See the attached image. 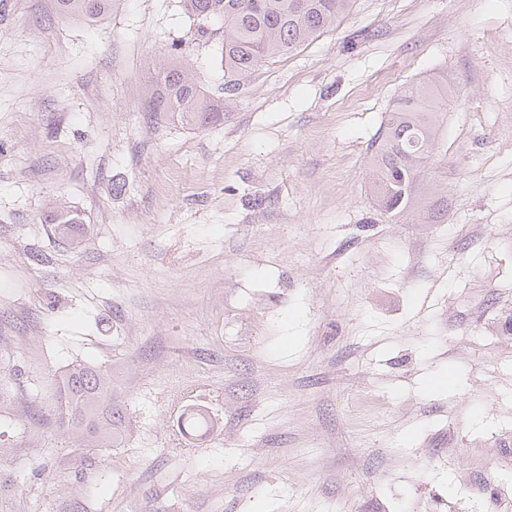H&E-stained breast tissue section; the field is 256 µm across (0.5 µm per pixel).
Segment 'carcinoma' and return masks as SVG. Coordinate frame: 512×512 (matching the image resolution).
<instances>
[{
	"instance_id": "carcinoma-1",
	"label": "carcinoma",
	"mask_w": 512,
	"mask_h": 512,
	"mask_svg": "<svg viewBox=\"0 0 512 512\" xmlns=\"http://www.w3.org/2000/svg\"><path fill=\"white\" fill-rule=\"evenodd\" d=\"M117 0H56L60 14L100 23L112 16ZM193 19V36L202 43L215 38L224 45V94H236L243 76L262 63L290 53L317 39L347 16L353 0H181ZM160 88L150 96L145 116L152 122L177 121L207 127L224 120V102L207 96L175 64L157 73ZM435 80L410 84L397 94L381 132L370 145L372 199L377 210L394 223L428 224L422 210L431 186L426 175L437 152L443 112ZM54 235L71 244L87 234L81 214L68 206L45 217ZM58 426L95 445L112 442L123 416L112 406V378L84 363L67 366L55 379ZM186 433L205 436L214 428L199 408L184 413Z\"/></svg>"
}]
</instances>
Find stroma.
<instances>
[{"instance_id": "35a3bbf8", "label": "stroma", "mask_w": 512, "mask_h": 512, "mask_svg": "<svg viewBox=\"0 0 512 512\" xmlns=\"http://www.w3.org/2000/svg\"><path fill=\"white\" fill-rule=\"evenodd\" d=\"M175 47L223 98L180 0H0V512H495L461 472L512 493V0H355L206 128L144 115ZM432 77L448 208L395 224L367 147ZM77 360L112 377L110 447L55 423ZM119 0H56L60 14L83 22L100 23L112 15ZM81 214L65 206L50 211L45 217L46 224H52L54 235L70 244L78 243L87 234ZM183 429L187 434L205 436L214 428L211 416L199 408H191L184 413L182 421Z\"/></svg>"}]
</instances>
